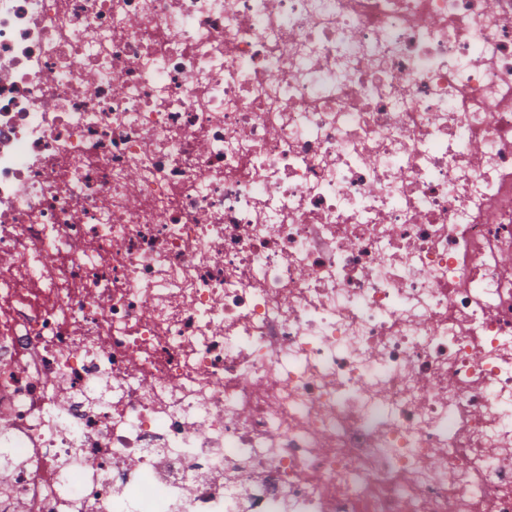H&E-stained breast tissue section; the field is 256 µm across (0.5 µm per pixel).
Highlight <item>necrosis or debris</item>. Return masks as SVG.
I'll return each instance as SVG.
<instances>
[{
	"mask_svg": "<svg viewBox=\"0 0 512 512\" xmlns=\"http://www.w3.org/2000/svg\"><path fill=\"white\" fill-rule=\"evenodd\" d=\"M0 512H512V0H0Z\"/></svg>",
	"mask_w": 512,
	"mask_h": 512,
	"instance_id": "necrosis-or-debris-1",
	"label": "necrosis or debris"
}]
</instances>
